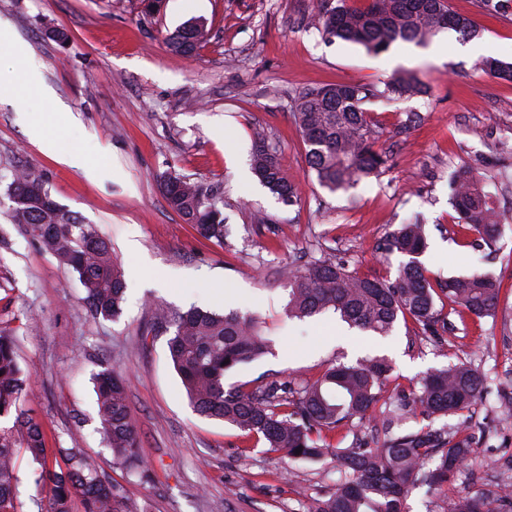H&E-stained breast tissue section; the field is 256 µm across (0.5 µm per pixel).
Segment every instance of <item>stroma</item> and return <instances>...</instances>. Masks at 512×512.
<instances>
[{
	"label": "stroma",
	"mask_w": 512,
	"mask_h": 512,
	"mask_svg": "<svg viewBox=\"0 0 512 512\" xmlns=\"http://www.w3.org/2000/svg\"><path fill=\"white\" fill-rule=\"evenodd\" d=\"M475 18L485 55L512 62V15L492 16L477 0H450ZM312 0H163L146 13L141 0H0V175L28 169L63 207L94 225L112 247L126 282L116 320L93 318L83 286L13 223L0 203V327L18 336L32 414L48 447L80 448L122 486L131 512H296L299 495L335 487V458L292 463L255 446L244 432L198 416L167 352V333L142 338L150 304L259 316L277 343L273 353L233 373V384L277 378L299 386L332 364L384 355L394 370L381 390L418 391L427 371L465 361L484 380L471 410L446 417L476 438L449 492L512 484V154L499 134L512 128V82L477 70L457 34L425 46L395 43L373 55L321 39L308 27ZM199 18L206 35L193 57L170 51L166 36ZM24 46L41 89L23 82L16 48ZM402 69L418 71L429 92L366 104L383 174L330 192L308 175L292 110L298 92L333 83H369ZM420 113L408 134L405 113ZM44 123L46 143L30 137ZM277 146L301 194L287 204L263 187L249 164L254 127ZM81 156L84 167L61 164ZM471 166L486 177L502 217L499 237L476 242L454 210L449 181ZM220 184L230 234L203 239L163 196L168 175ZM263 211L270 223L254 224ZM426 224L420 257L432 285L452 276L489 274L503 281L497 309L480 319L450 315L441 341L409 322L389 336L351 329L338 314L304 320L285 313L279 269L315 258L344 263L368 278L392 279L402 261L380 245L412 216ZM135 250H128V243ZM124 376L143 474L114 463L98 431L92 376L101 366Z\"/></svg>",
	"instance_id": "35a3bbf8"
}]
</instances>
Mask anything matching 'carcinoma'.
<instances>
[{
  "label": "carcinoma",
  "instance_id": "cac0c4a2",
  "mask_svg": "<svg viewBox=\"0 0 512 512\" xmlns=\"http://www.w3.org/2000/svg\"><path fill=\"white\" fill-rule=\"evenodd\" d=\"M310 20L324 40L357 44L375 55L398 41L427 43L444 30L467 40L480 32L474 19L451 8L450 0H367L363 6L315 0ZM203 29L202 20H191L168 35L167 45L177 54L189 55L198 48ZM478 68L491 78L512 81L511 63L483 58ZM426 93V83L413 72H397L379 83L326 84L299 92L293 116L318 183L331 191H346L363 178L381 174L388 157L376 148L374 123L363 103H391ZM250 167L272 194L290 203L298 199V187L283 175L278 152L261 128L253 132ZM452 192V204L468 228L485 241L495 240L500 213L479 171L469 166L457 169ZM5 195L9 200L28 199L19 209L9 208L13 221L26 225L47 252L78 274L90 311L103 319L119 317L126 283L108 243L94 227L57 203L32 173H12ZM164 196L170 209L203 238L224 245L227 229L220 186L177 175L166 180ZM425 247L424 225L417 221L400 224L389 234L384 251L407 257L393 280L356 276L344 264L328 259L290 266L284 273L286 313L303 320L331 310L352 327L386 336L406 317L422 333L435 334L441 315L437 299L442 295L451 304L450 312L459 316L481 318L495 311L501 282L491 276L450 277L440 290L431 288L418 262ZM162 328L170 332L168 357L197 415L220 419L294 460L317 461L336 453V489L301 503L302 512H403L404 500L419 486L442 495L446 512H512L509 488L448 495V484L472 452L469 437L430 425L396 432L409 414L433 421L475 406L483 395V380L467 364L427 372L413 404L401 392L392 408L378 413L381 385L393 370L385 357L332 365L297 389L276 381L248 388L226 379L230 372L272 352L274 340L258 318L234 309L220 313L196 306H159L147 331ZM94 383L99 431L113 458L128 475H136L142 461L127 381L104 369L94 375ZM27 402L16 336L1 328L0 512H25L26 484L34 490L28 495L34 512H129L121 487L106 478L82 449H56L64 466L46 468L44 433L30 416ZM370 418L387 434L381 447L353 442L341 448L328 442L343 425ZM21 453L40 464L25 482L17 469Z\"/></svg>",
  "mask_w": 512,
  "mask_h": 512
}]
</instances>
